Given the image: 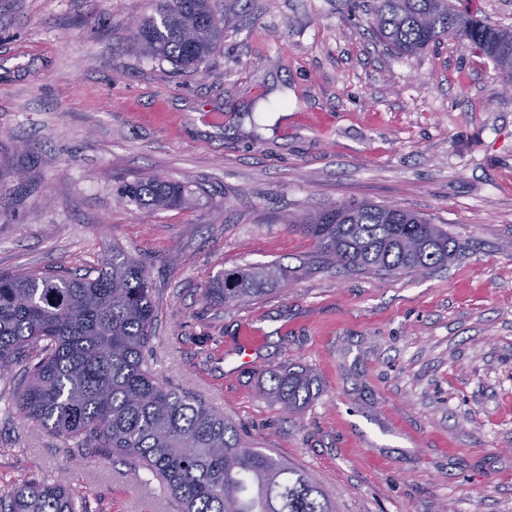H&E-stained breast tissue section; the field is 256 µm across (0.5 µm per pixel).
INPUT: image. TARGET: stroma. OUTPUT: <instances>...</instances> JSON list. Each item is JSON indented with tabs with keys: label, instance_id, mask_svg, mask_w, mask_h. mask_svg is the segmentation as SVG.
Wrapping results in <instances>:
<instances>
[{
	"label": "stroma",
	"instance_id": "35a3bbf8",
	"mask_svg": "<svg viewBox=\"0 0 512 512\" xmlns=\"http://www.w3.org/2000/svg\"><path fill=\"white\" fill-rule=\"evenodd\" d=\"M224 39L176 70L121 43L157 0H0V271L85 273L120 246L150 264L151 363L311 475L337 512H512V94L448 37L414 57L376 0H218ZM191 183L143 213L124 181ZM443 225L423 272L346 271L296 229L344 201ZM286 284L210 306L218 272ZM313 370L298 414L269 376ZM0 373V493L65 478L93 512H177L133 462L68 448Z\"/></svg>",
	"mask_w": 512,
	"mask_h": 512
}]
</instances>
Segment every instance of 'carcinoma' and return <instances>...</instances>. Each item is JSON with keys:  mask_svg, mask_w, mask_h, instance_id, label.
Listing matches in <instances>:
<instances>
[{"mask_svg": "<svg viewBox=\"0 0 512 512\" xmlns=\"http://www.w3.org/2000/svg\"><path fill=\"white\" fill-rule=\"evenodd\" d=\"M374 24L402 54L453 36L512 76V30L459 10L452 0H378ZM224 39L214 0H163L158 17L129 30L126 47L179 69L199 68ZM189 185L161 177L124 184L122 197L147 214L178 209ZM321 254L367 273L430 270L455 247L448 231L394 205L349 201L297 224ZM276 265L226 270L205 289L213 305L258 299L280 286ZM156 309L144 261L112 247L95 275L0 271V371L27 361L15 394L23 418L68 447L133 460L180 512H336L306 473L250 442L201 399L158 381L148 362ZM284 411H302L317 379L304 366L272 374ZM0 512H89L65 483L20 479Z\"/></svg>", "mask_w": 512, "mask_h": 512, "instance_id": "obj_1", "label": "carcinoma"}]
</instances>
